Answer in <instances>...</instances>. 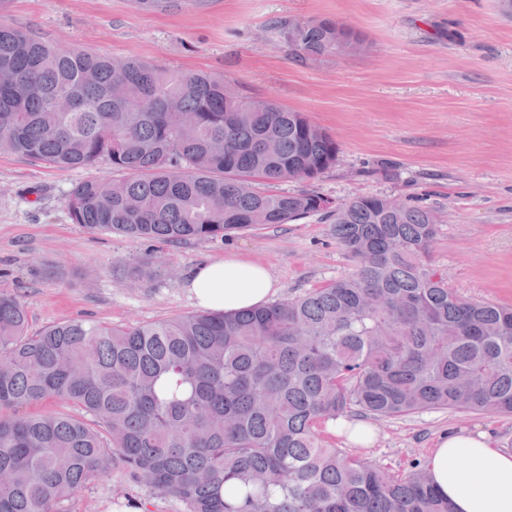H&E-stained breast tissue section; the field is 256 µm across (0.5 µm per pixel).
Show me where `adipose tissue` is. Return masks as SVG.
Segmentation results:
<instances>
[{
  "label": "adipose tissue",
  "instance_id": "adipose-tissue-1",
  "mask_svg": "<svg viewBox=\"0 0 512 512\" xmlns=\"http://www.w3.org/2000/svg\"><path fill=\"white\" fill-rule=\"evenodd\" d=\"M186 286L199 307L228 314L264 305L276 283L260 263L230 255L199 265ZM428 471L455 512H512V454L495 448L487 434L440 437Z\"/></svg>",
  "mask_w": 512,
  "mask_h": 512
}]
</instances>
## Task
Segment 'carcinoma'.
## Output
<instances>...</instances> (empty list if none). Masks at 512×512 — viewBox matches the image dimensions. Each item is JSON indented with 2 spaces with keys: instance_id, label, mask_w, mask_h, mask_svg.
Wrapping results in <instances>:
<instances>
[{
  "instance_id": "cac0c4a2",
  "label": "carcinoma",
  "mask_w": 512,
  "mask_h": 512,
  "mask_svg": "<svg viewBox=\"0 0 512 512\" xmlns=\"http://www.w3.org/2000/svg\"><path fill=\"white\" fill-rule=\"evenodd\" d=\"M287 36L310 58L345 53L330 19ZM0 150L120 172L67 195L90 232L176 244L319 214L355 262L286 301L124 326L73 319L31 333L24 302L0 292V512H61L114 466L186 512H454L427 469L394 475L322 436L353 411L512 415V306L448 287L431 256L434 210L261 191L320 178L336 140L224 77L2 23ZM52 399L94 423L19 413Z\"/></svg>"
}]
</instances>
